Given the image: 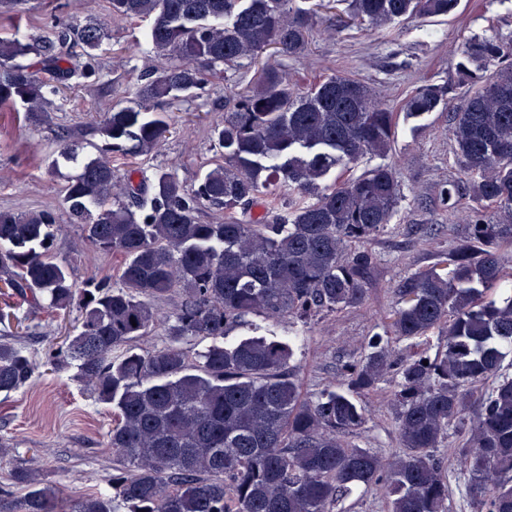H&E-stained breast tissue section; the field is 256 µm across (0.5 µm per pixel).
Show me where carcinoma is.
<instances>
[{
    "label": "carcinoma",
    "instance_id": "cac0c4a2",
    "mask_svg": "<svg viewBox=\"0 0 512 512\" xmlns=\"http://www.w3.org/2000/svg\"><path fill=\"white\" fill-rule=\"evenodd\" d=\"M347 17L381 26L398 18L446 17L458 0H347ZM112 17L148 23L138 42L145 64L130 105L103 114L97 155L68 144L59 157L80 164L65 188L71 223L95 249L122 257L120 284L89 279L79 288L66 263L49 256L57 214L0 210V286L58 316L78 313L48 363L76 366L96 401L112 409L108 447L123 463L110 492L69 512H334L356 492L381 491L384 512H454L440 449L470 460L457 485L474 512H512V63L489 76L468 64L512 56V41L467 43L459 75L471 91L451 108L447 89L427 85L402 105L409 118L453 111L455 151L467 175L445 183L446 211L467 195V231L443 264L395 288L383 332L343 367L339 389L301 393L289 344L253 336L226 340L250 315L301 322L366 302L374 264L362 244L383 231L401 196L395 169L333 177L368 154L392 151L397 113L346 74L305 88L280 64H262L214 135L224 149L195 187L156 168L119 172L116 156L148 154L170 133L152 111L268 50L300 57L312 36L298 0H109ZM107 33L90 18L60 23L53 37L0 36V107H21L35 125L52 121L54 97L93 86L92 60ZM81 45L69 55L61 45ZM28 56L47 71L43 79ZM497 210L486 223L482 204ZM254 206L263 212L254 216ZM219 214L200 219L204 208ZM180 301L168 342L141 353L134 342L160 323L153 301ZM436 337L430 348L405 347ZM208 340L192 358L186 339ZM428 364H423V361ZM23 347L0 341V393L33 381ZM392 377L398 448L386 456L347 441L366 424L361 397ZM456 438L451 442L450 438ZM18 500L0 492V512H60L55 488L20 469Z\"/></svg>",
    "mask_w": 512,
    "mask_h": 512
}]
</instances>
